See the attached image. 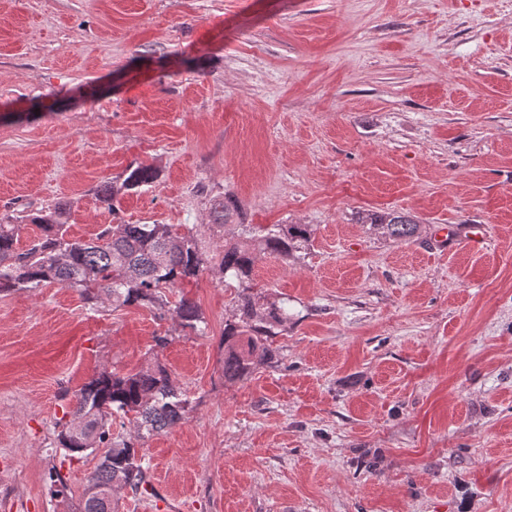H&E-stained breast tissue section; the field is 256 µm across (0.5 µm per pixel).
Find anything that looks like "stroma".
I'll return each instance as SVG.
<instances>
[{
	"label": "stroma",
	"instance_id": "1",
	"mask_svg": "<svg viewBox=\"0 0 512 512\" xmlns=\"http://www.w3.org/2000/svg\"><path fill=\"white\" fill-rule=\"evenodd\" d=\"M307 224L259 256L288 302L279 361L224 378L236 289H171L205 335L154 309L87 310L58 284L0 292V512H79L100 452L53 444L93 375L156 360L189 401L145 438L150 484L117 512H512V0H0V219L72 202L113 216ZM401 211L408 241L358 223ZM455 228L447 248L438 225ZM480 243H468L471 225ZM67 478L51 497L50 469ZM158 177V168L152 165H137L128 170L127 176L122 182H119L118 179H112V182H106L99 186L97 194L100 201L114 215L119 210L118 204L120 203V196H123L130 190L149 186L154 183Z\"/></svg>",
	"mask_w": 512,
	"mask_h": 512
}]
</instances>
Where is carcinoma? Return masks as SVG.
<instances>
[{
  "label": "carcinoma",
  "mask_w": 512,
  "mask_h": 512,
  "mask_svg": "<svg viewBox=\"0 0 512 512\" xmlns=\"http://www.w3.org/2000/svg\"><path fill=\"white\" fill-rule=\"evenodd\" d=\"M158 168L138 165L127 176L99 186L97 194L106 208L118 211L120 196L149 186ZM70 204L21 217L41 228L24 248L18 247L21 225L0 222V292L31 290L59 283L79 292L89 309L102 299L115 307L147 306L170 314L180 325L202 335L207 322L195 303L182 298L170 306L166 290L217 272L220 282L238 288L235 318L224 324V379L247 376L258 365L272 364L276 350L269 339L288 320L286 303L265 305L250 293L257 254L293 258L311 242L307 224L239 225L237 237L224 240V250L212 254L185 224H103L88 240L73 239L67 230ZM224 202L213 207V227L223 229L233 218ZM359 223L396 240L413 238L419 228L404 213H363ZM189 402L172 385L159 362L135 373L120 375L102 370L74 395L68 421L59 424L58 447L68 456L104 449L97 468L87 480L82 512H104L94 489L110 483L138 493L147 483L140 440L177 425ZM122 418L133 429L129 436L112 434V420Z\"/></svg>",
  "instance_id": "1"
}]
</instances>
